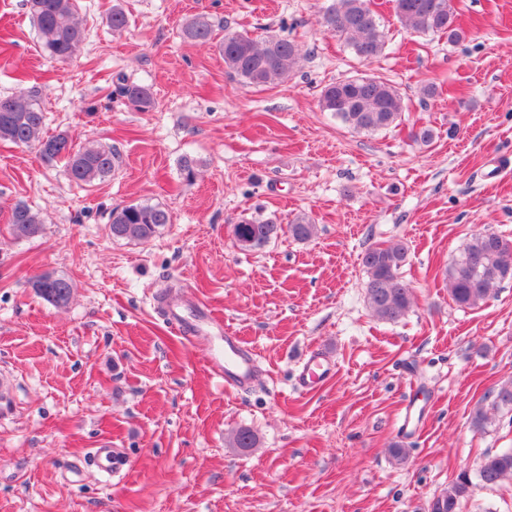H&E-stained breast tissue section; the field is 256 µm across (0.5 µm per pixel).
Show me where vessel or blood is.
Returning <instances> with one entry per match:
<instances>
[{
  "label": "vessel or blood",
  "mask_w": 512,
  "mask_h": 512,
  "mask_svg": "<svg viewBox=\"0 0 512 512\" xmlns=\"http://www.w3.org/2000/svg\"><path fill=\"white\" fill-rule=\"evenodd\" d=\"M186 329L192 335L223 336L224 352L215 357L214 366L225 387L240 389L254 384L258 373L256 357L254 352L243 344L240 337L226 333L220 321L204 313L200 314L197 323L187 324ZM330 373L331 367L323 352L314 349L310 351L298 375V383L307 388L327 378ZM90 459L100 472L110 476L119 474L127 465L126 458L108 443L93 449Z\"/></svg>",
  "instance_id": "b4317fda"
}]
</instances>
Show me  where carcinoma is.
I'll return each instance as SVG.
<instances>
[{
  "label": "carcinoma",
  "instance_id": "cac0c4a2",
  "mask_svg": "<svg viewBox=\"0 0 512 512\" xmlns=\"http://www.w3.org/2000/svg\"><path fill=\"white\" fill-rule=\"evenodd\" d=\"M41 47L57 62L69 61L85 39L77 16L78 0H29ZM399 22L417 35H439L455 44L463 32L456 24L451 0H393ZM320 24L330 35L342 41L360 60L371 62L386 47V35L371 0H330L322 10ZM213 24L198 16L181 28L184 39L206 44L212 40ZM224 56L226 72L242 86H275L286 81L303 57L301 44L280 34L263 38L247 32L225 30L218 44ZM115 93L141 112L154 108L149 87L119 79ZM319 105L348 128L359 133H374L396 127L407 110L399 90L387 80L375 76H355L323 87ZM46 115L38 91L21 92L0 100V140L37 149L46 162L62 161L66 174L76 182L90 185L110 175L119 162V153L110 147L90 145L75 148L65 133L45 132ZM170 223L169 211L161 205L131 204L112 211L110 233L117 239L147 242ZM17 239L32 238L41 231V220L23 201L18 202L10 218ZM282 226L272 219L244 218L234 225V237L243 250H258L278 237ZM296 240L307 241L316 233V224L299 217L288 225ZM407 259L402 243L367 248L361 257L366 274L365 299L373 315L384 322H396L412 305L413 289L399 273ZM448 291L463 308L485 304L500 284L512 281V240L496 234L478 233L448 264ZM31 287L45 301L61 306L72 294L73 285L53 273L37 276ZM502 409L512 410V381L498 386L488 406L476 410L473 425L483 429ZM479 484L462 473L431 504V512H456L458 502L474 488L492 487L512 478V448L485 456L477 474Z\"/></svg>",
  "mask_w": 512,
  "mask_h": 512
}]
</instances>
